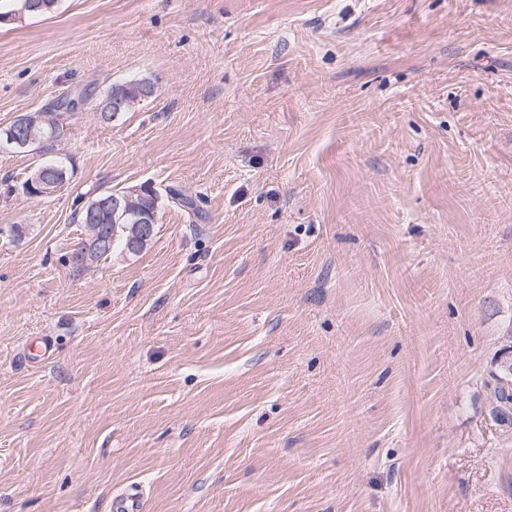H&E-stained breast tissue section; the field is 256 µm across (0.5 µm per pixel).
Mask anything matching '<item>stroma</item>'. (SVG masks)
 Instances as JSON below:
<instances>
[{
    "label": "stroma",
    "instance_id": "stroma-1",
    "mask_svg": "<svg viewBox=\"0 0 512 512\" xmlns=\"http://www.w3.org/2000/svg\"><path fill=\"white\" fill-rule=\"evenodd\" d=\"M0 11V127L157 88L63 114L50 195L0 149V512H512V0ZM145 185L149 244L73 265ZM155 84L150 79H139L134 82L112 84L98 98L97 109L104 121H112L118 113L104 112L107 105L106 102L112 99V102L119 101L121 111H127L135 102L155 97ZM149 95L145 97V95ZM70 95L79 96L81 105H83L87 100L93 98V90L88 87L82 88L77 92L67 93L65 95L57 98L56 107L54 109H49V112H27L25 114L26 117V136L30 139L29 147L33 145L40 144V141L47 136L55 127H57L60 123L58 120L51 117V114H62L59 112H70L72 109L70 108V102H68V97ZM28 147V148H29Z\"/></svg>",
    "mask_w": 512,
    "mask_h": 512
}]
</instances>
